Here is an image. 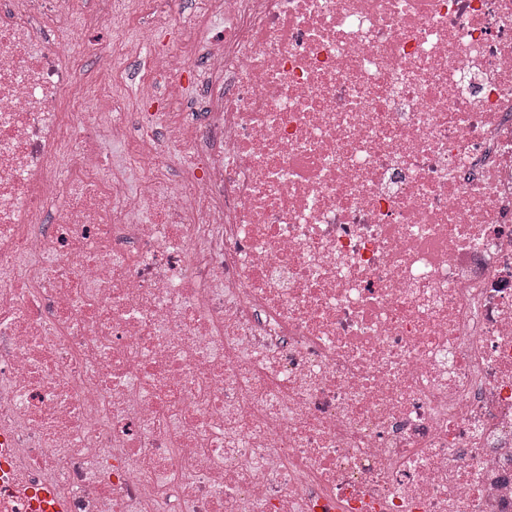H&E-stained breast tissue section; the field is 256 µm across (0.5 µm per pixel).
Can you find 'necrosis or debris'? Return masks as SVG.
Here are the masks:
<instances>
[{
	"instance_id": "obj_1",
	"label": "necrosis or debris",
	"mask_w": 512,
	"mask_h": 512,
	"mask_svg": "<svg viewBox=\"0 0 512 512\" xmlns=\"http://www.w3.org/2000/svg\"><path fill=\"white\" fill-rule=\"evenodd\" d=\"M98 2L0 0L16 483L68 512H512V0H134L136 109L120 33L78 74ZM30 499L31 509L35 512H67V501L49 483L37 490L22 487L19 489Z\"/></svg>"
}]
</instances>
